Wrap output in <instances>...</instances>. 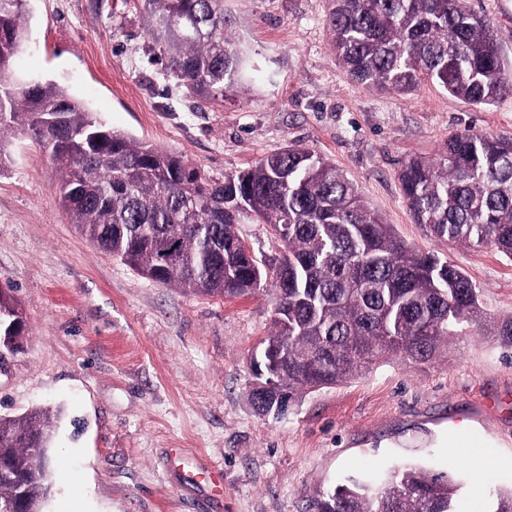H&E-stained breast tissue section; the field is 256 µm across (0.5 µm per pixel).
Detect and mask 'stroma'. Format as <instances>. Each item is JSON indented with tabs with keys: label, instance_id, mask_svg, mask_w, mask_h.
<instances>
[{
	"label": "stroma",
	"instance_id": "stroma-1",
	"mask_svg": "<svg viewBox=\"0 0 512 512\" xmlns=\"http://www.w3.org/2000/svg\"><path fill=\"white\" fill-rule=\"evenodd\" d=\"M512 65V0H469ZM330 0H224L244 60L240 89L189 93L143 0H28L17 79L53 81L112 128L173 151L210 178L296 143L335 162L396 235L455 263L485 321L437 356L396 359L302 394L282 416L248 402L251 358L274 292L210 297L153 282L98 249L55 193L62 174L20 135L0 165V285L19 299L21 352L0 364V415L60 412L45 512H316L321 494L412 463L458 475L460 512H488L475 482L512 486V260L434 238L403 199L402 161L448 137L512 139V96L474 106L425 83L358 84L336 60ZM505 400L485 413V397ZM219 466L224 487L196 482Z\"/></svg>",
	"mask_w": 512,
	"mask_h": 512
}]
</instances>
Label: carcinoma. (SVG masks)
<instances>
[{"instance_id":"carcinoma-1","label":"carcinoma","mask_w":512,"mask_h":512,"mask_svg":"<svg viewBox=\"0 0 512 512\" xmlns=\"http://www.w3.org/2000/svg\"><path fill=\"white\" fill-rule=\"evenodd\" d=\"M167 46L169 69L196 94L233 91L241 64L228 39L224 0H146ZM327 25L351 79L409 94L425 81L474 105L512 95L490 21L468 0H332ZM28 0H0V163L4 133L48 149L72 223L99 249L143 277L203 295L243 296L268 281L274 332L260 361L278 384L260 401L287 407L306 390L336 385L394 357L425 362L483 310L472 281L448 259L398 239L335 164L302 146L264 156L219 182L181 155L137 143L63 86L30 93L14 84L26 43ZM404 200L435 238L491 246L512 259V141L489 134L448 138L439 161L406 159ZM266 225L281 247L261 264L237 232ZM21 310L0 288V318ZM59 416L44 409L0 416V502L25 491V512H43ZM454 475L416 465L382 482L348 479L317 512H457ZM491 512H512V489L495 488Z\"/></svg>"}]
</instances>
